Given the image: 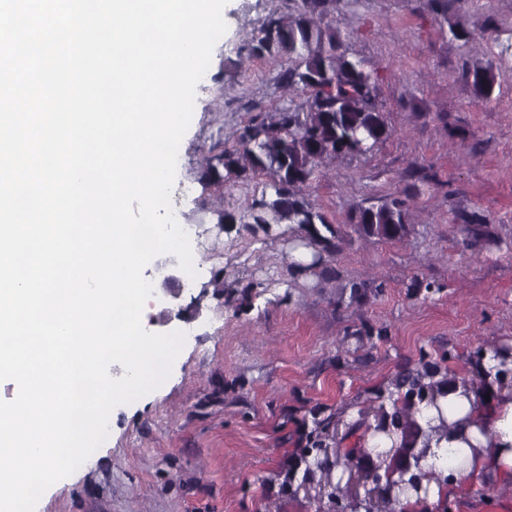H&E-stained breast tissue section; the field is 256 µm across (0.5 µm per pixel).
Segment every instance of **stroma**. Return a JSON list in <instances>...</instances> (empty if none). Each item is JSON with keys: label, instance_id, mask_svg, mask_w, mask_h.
Returning a JSON list of instances; mask_svg holds the SVG:
<instances>
[{"label": "stroma", "instance_id": "obj_1", "mask_svg": "<svg viewBox=\"0 0 512 512\" xmlns=\"http://www.w3.org/2000/svg\"><path fill=\"white\" fill-rule=\"evenodd\" d=\"M301 0H228L227 31L178 154V210L203 270H144L153 333L181 331L169 375L116 407L109 437L38 512H314L307 452L352 448L396 379L431 364L463 376L478 352L512 351V0H458L475 32L452 39L425 0H343L329 24L379 76L390 138L367 158L324 162L305 190L339 249L294 224H248L267 180L201 179L250 115L297 107L282 58L245 47ZM493 63L491 96L465 76ZM408 196L406 234L356 233V208ZM235 215L219 223L220 212Z\"/></svg>", "mask_w": 512, "mask_h": 512}]
</instances>
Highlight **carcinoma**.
<instances>
[{"label": "carcinoma", "mask_w": 512, "mask_h": 512, "mask_svg": "<svg viewBox=\"0 0 512 512\" xmlns=\"http://www.w3.org/2000/svg\"><path fill=\"white\" fill-rule=\"evenodd\" d=\"M312 5L293 19L273 16L262 21L253 37L251 55L288 57L280 76L286 87L307 93L304 104L274 113L260 112L250 119L233 152L220 151L206 158L202 177L214 181L269 178L271 193L251 206L254 224L321 225L329 221L303 196L319 166L336 158H366L391 135L379 102V78L367 71L362 59L348 52L336 32L322 25L315 14L336 12L343 0H303ZM474 89L492 91L494 76L489 61L476 60L467 72ZM407 200L399 196L375 206L359 207L348 218L355 231L386 239L401 235L408 223ZM405 419V428L386 433L403 448L419 442L429 447L435 428L424 429L415 412H393Z\"/></svg>", "instance_id": "obj_1"}]
</instances>
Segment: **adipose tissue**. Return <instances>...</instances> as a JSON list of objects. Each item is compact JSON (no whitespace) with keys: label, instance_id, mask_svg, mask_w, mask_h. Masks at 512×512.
Instances as JSON below:
<instances>
[{"label":"adipose tissue","instance_id":"adipose-tissue-1","mask_svg":"<svg viewBox=\"0 0 512 512\" xmlns=\"http://www.w3.org/2000/svg\"><path fill=\"white\" fill-rule=\"evenodd\" d=\"M503 361L512 367V352L486 353L471 368L483 374L480 382L465 385L435 377L433 403L420 404V423L436 421L441 414L448 421L447 439L431 445L419 460L427 504L439 503L473 482L491 489L512 482V386L489 375Z\"/></svg>","mask_w":512,"mask_h":512}]
</instances>
